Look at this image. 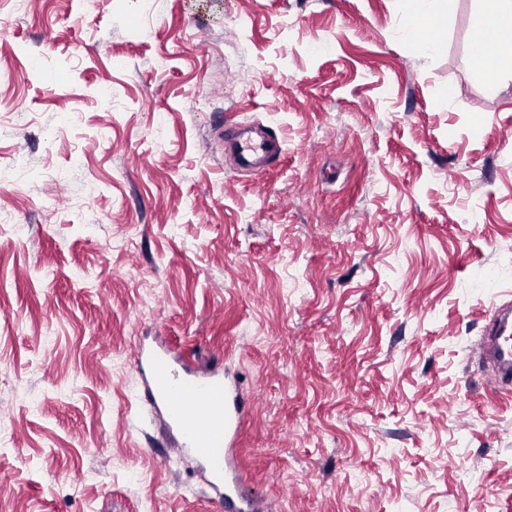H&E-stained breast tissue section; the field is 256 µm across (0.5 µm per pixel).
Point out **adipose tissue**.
<instances>
[{
	"mask_svg": "<svg viewBox=\"0 0 512 512\" xmlns=\"http://www.w3.org/2000/svg\"><path fill=\"white\" fill-rule=\"evenodd\" d=\"M452 4L453 0H410L395 27L396 37L416 36L414 24L420 19L431 28H440ZM477 31L483 40L476 48L475 61L483 75L494 84L512 80V58L500 53L501 44L512 43V0H481Z\"/></svg>",
	"mask_w": 512,
	"mask_h": 512,
	"instance_id": "obj_1",
	"label": "adipose tissue"
}]
</instances>
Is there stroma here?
<instances>
[{"instance_id": "obj_1", "label": "stroma", "mask_w": 512, "mask_h": 512, "mask_svg": "<svg viewBox=\"0 0 512 512\" xmlns=\"http://www.w3.org/2000/svg\"><path fill=\"white\" fill-rule=\"evenodd\" d=\"M0 0V512H215L138 349L235 375L260 512H512V82L455 0ZM283 138L254 176L224 128ZM455 0H410L408 10L399 18L394 33L398 38L416 37L420 41V48L429 53L435 48L433 38H423L416 31L414 23L418 19L427 22L432 30L440 28L441 23L447 18ZM485 364L495 375L497 385L505 392L512 390V307H496L479 345Z\"/></svg>"}]
</instances>
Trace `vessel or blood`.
Here are the masks:
<instances>
[{
	"label": "vessel or blood",
	"instance_id": "b4317fda",
	"mask_svg": "<svg viewBox=\"0 0 512 512\" xmlns=\"http://www.w3.org/2000/svg\"><path fill=\"white\" fill-rule=\"evenodd\" d=\"M232 147L245 164L258 154L274 160L282 152L281 142L272 132L254 141L233 142ZM479 348L499 388L511 391L512 305L496 307ZM137 364L146 378L144 398L150 405L162 407L168 429L178 437L180 453L206 464L212 486L224 489L220 496L224 512H241L243 496L235 451L246 405L236 378L200 372L165 351L139 356Z\"/></svg>",
	"mask_w": 512,
	"mask_h": 512
}]
</instances>
